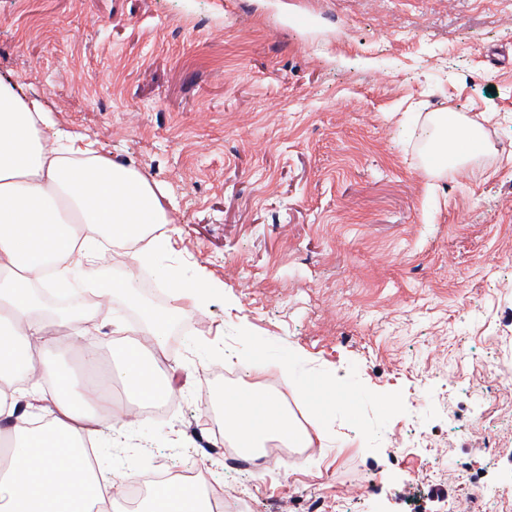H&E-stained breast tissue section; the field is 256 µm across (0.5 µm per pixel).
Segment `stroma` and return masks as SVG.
<instances>
[{"label": "stroma", "mask_w": 512, "mask_h": 512, "mask_svg": "<svg viewBox=\"0 0 512 512\" xmlns=\"http://www.w3.org/2000/svg\"><path fill=\"white\" fill-rule=\"evenodd\" d=\"M0 80L176 202L155 272L206 276L160 419L117 383L130 471L201 468L249 512H480L512 488V0H0ZM487 147L434 171L440 117ZM347 405L327 449L224 463V371ZM112 452L113 473L126 471ZM315 390L318 394V398H311L309 405V415L319 420L322 418V411L327 409L325 404V398L334 400L335 404L343 401V395L341 392L336 391V382H323L322 385H316Z\"/></svg>", "instance_id": "1"}]
</instances>
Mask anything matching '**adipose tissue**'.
Returning a JSON list of instances; mask_svg holds the SVG:
<instances>
[{
  "label": "adipose tissue",
  "mask_w": 512,
  "mask_h": 512,
  "mask_svg": "<svg viewBox=\"0 0 512 512\" xmlns=\"http://www.w3.org/2000/svg\"><path fill=\"white\" fill-rule=\"evenodd\" d=\"M483 149L476 125L445 117L433 156L451 164ZM161 193L135 168L78 146L76 136L56 128L42 110L0 81V436L8 441L0 465V512H120L112 473L88 472L87 446L97 445L113 419L105 390L69 379L44 354L60 340L79 349L87 364L99 347L94 312L136 290L133 276L109 282L86 279L73 309L46 312L37 292H61L81 266L140 242L168 241ZM170 305L141 306L142 324L131 325L149 345L134 344L120 360L140 400L158 397L157 356L185 302L207 294L210 282L165 277ZM51 391H44V381ZM224 437L260 455L270 441L291 448L324 444L320 428H306L278 393L244 383L221 397ZM141 512H209L203 493L177 482L155 488Z\"/></svg>",
  "instance_id": "ef3b65f1"
}]
</instances>
